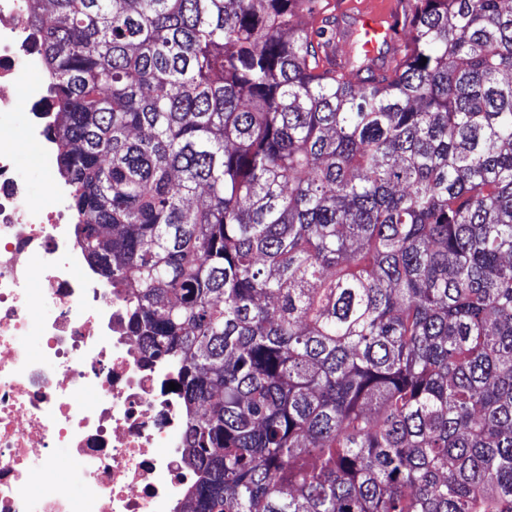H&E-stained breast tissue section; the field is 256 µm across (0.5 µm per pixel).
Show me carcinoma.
Returning <instances> with one entry per match:
<instances>
[{
  "label": "carcinoma",
  "mask_w": 512,
  "mask_h": 512,
  "mask_svg": "<svg viewBox=\"0 0 512 512\" xmlns=\"http://www.w3.org/2000/svg\"><path fill=\"white\" fill-rule=\"evenodd\" d=\"M31 2L191 512H512V0H397L371 57L330 0Z\"/></svg>",
  "instance_id": "1"
}]
</instances>
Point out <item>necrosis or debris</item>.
Instances as JSON below:
<instances>
[{
    "label": "necrosis or debris",
    "mask_w": 512,
    "mask_h": 512,
    "mask_svg": "<svg viewBox=\"0 0 512 512\" xmlns=\"http://www.w3.org/2000/svg\"><path fill=\"white\" fill-rule=\"evenodd\" d=\"M27 13L0 0V512H184L195 477L174 368L146 358L124 290L88 265L66 186L33 198L17 160L18 118L44 139Z\"/></svg>",
    "instance_id": "1"
}]
</instances>
